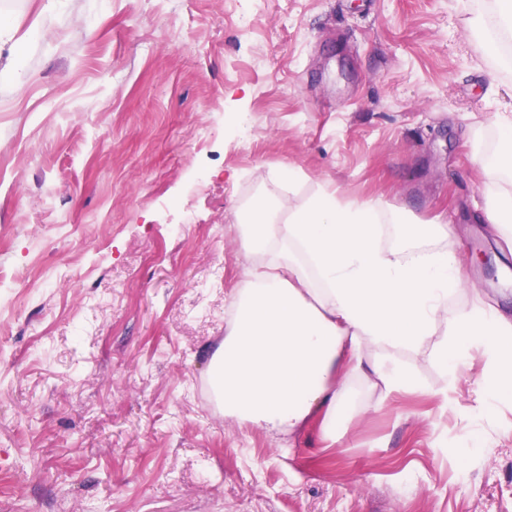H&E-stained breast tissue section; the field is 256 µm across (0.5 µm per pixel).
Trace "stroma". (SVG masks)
Instances as JSON below:
<instances>
[{
  "mask_svg": "<svg viewBox=\"0 0 512 512\" xmlns=\"http://www.w3.org/2000/svg\"><path fill=\"white\" fill-rule=\"evenodd\" d=\"M0 0V512H512V396L480 411L354 381L334 447L207 404L251 260L236 211L298 197L478 222L512 67L473 50L491 0ZM490 263H483V256Z\"/></svg>",
  "mask_w": 512,
  "mask_h": 512,
  "instance_id": "obj_1",
  "label": "stroma"
}]
</instances>
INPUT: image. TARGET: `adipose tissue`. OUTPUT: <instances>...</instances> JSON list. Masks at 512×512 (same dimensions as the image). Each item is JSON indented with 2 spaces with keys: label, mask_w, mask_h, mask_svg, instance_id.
<instances>
[{
  "label": "adipose tissue",
  "mask_w": 512,
  "mask_h": 512,
  "mask_svg": "<svg viewBox=\"0 0 512 512\" xmlns=\"http://www.w3.org/2000/svg\"><path fill=\"white\" fill-rule=\"evenodd\" d=\"M496 124L490 167L509 185L487 187L483 213L512 239V113H497ZM300 178L291 167L270 172L236 213L253 263L230 297L232 317L208 367L225 417L288 434L314 421L332 445L352 380L374 382L387 397L444 399L477 353L485 393H511L512 320L467 292L453 225L416 224L405 210L344 199L329 184L295 203L287 194ZM389 224L412 231L392 243ZM466 292L470 304L459 305ZM403 353L436 363L442 386H425Z\"/></svg>",
  "instance_id": "1"
}]
</instances>
